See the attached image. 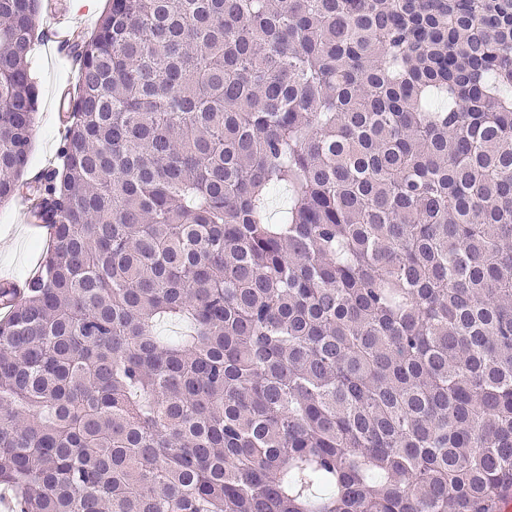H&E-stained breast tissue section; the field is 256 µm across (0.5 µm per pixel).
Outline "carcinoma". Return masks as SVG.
<instances>
[{
    "label": "carcinoma",
    "instance_id": "cac0c4a2",
    "mask_svg": "<svg viewBox=\"0 0 512 512\" xmlns=\"http://www.w3.org/2000/svg\"><path fill=\"white\" fill-rule=\"evenodd\" d=\"M41 7L0 0V204L51 229L0 281L13 512H502L512 0H108L30 180Z\"/></svg>",
    "mask_w": 512,
    "mask_h": 512
}]
</instances>
